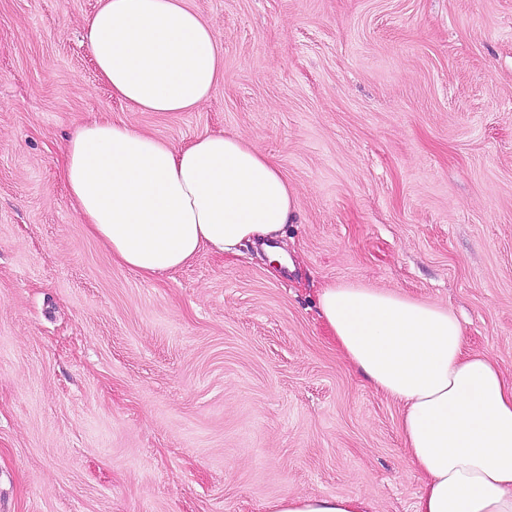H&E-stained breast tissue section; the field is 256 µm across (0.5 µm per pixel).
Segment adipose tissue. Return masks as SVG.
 Listing matches in <instances>:
<instances>
[{"label":"adipose tissue","instance_id":"ef3b65f1","mask_svg":"<svg viewBox=\"0 0 512 512\" xmlns=\"http://www.w3.org/2000/svg\"><path fill=\"white\" fill-rule=\"evenodd\" d=\"M97 76L141 112H188L224 69L213 27L184 0H99L85 29ZM61 178L88 233L143 278L204 251L238 254L284 238L295 197L277 165L239 135L176 148L109 118L70 138ZM317 309L337 346L399 403V431L424 485L415 512H512V378L467 349L448 308L331 284ZM272 512H373L358 496L295 495Z\"/></svg>","mask_w":512,"mask_h":512}]
</instances>
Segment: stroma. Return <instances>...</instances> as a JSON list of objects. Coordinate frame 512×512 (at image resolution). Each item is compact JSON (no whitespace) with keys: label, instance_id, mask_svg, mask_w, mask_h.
I'll return each mask as SVG.
<instances>
[{"label":"stroma","instance_id":"stroma-1","mask_svg":"<svg viewBox=\"0 0 512 512\" xmlns=\"http://www.w3.org/2000/svg\"><path fill=\"white\" fill-rule=\"evenodd\" d=\"M99 0H0V512H270L298 494L414 512L401 408L316 306L336 283L448 307L512 377V0H186L224 71L138 112L84 39ZM106 116L182 146L246 137L296 199L293 270L200 253L153 279L60 176Z\"/></svg>","mask_w":512,"mask_h":512}]
</instances>
